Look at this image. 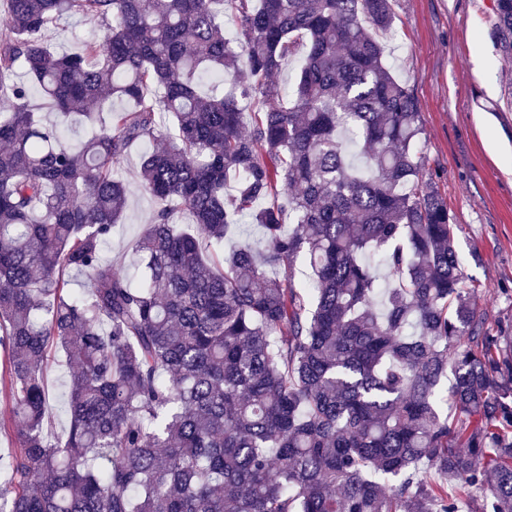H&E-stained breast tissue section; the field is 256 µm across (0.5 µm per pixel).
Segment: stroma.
<instances>
[{"instance_id": "obj_1", "label": "stroma", "mask_w": 512, "mask_h": 512, "mask_svg": "<svg viewBox=\"0 0 512 512\" xmlns=\"http://www.w3.org/2000/svg\"><path fill=\"white\" fill-rule=\"evenodd\" d=\"M495 0H396L394 33L383 36L395 76L418 100L424 126V173L436 182L458 226L456 249L467 284L488 325L512 329V69L491 35ZM97 25L73 17L49 25L59 51L98 38ZM139 153L118 166L128 206L106 256L126 272L154 214L140 187Z\"/></svg>"}]
</instances>
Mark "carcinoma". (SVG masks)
Listing matches in <instances>:
<instances>
[{
	"label": "carcinoma",
	"mask_w": 512,
	"mask_h": 512,
	"mask_svg": "<svg viewBox=\"0 0 512 512\" xmlns=\"http://www.w3.org/2000/svg\"><path fill=\"white\" fill-rule=\"evenodd\" d=\"M0 6V512H512V335L485 327L423 174L418 101L377 38L393 0ZM78 14L101 40L51 48ZM492 30L512 62V0ZM212 73L229 87L199 93ZM35 95L98 132L66 142ZM141 144L136 285L103 252ZM244 216L259 246L202 249ZM53 350L73 367L61 434Z\"/></svg>",
	"instance_id": "carcinoma-1"
}]
</instances>
